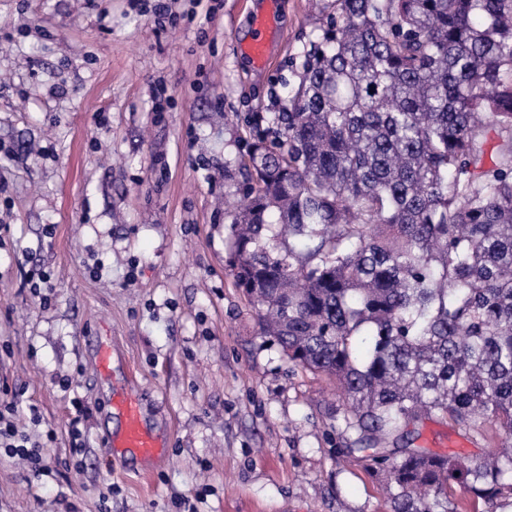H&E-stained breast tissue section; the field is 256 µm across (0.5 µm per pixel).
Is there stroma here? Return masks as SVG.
Returning <instances> with one entry per match:
<instances>
[{
	"mask_svg": "<svg viewBox=\"0 0 512 512\" xmlns=\"http://www.w3.org/2000/svg\"><path fill=\"white\" fill-rule=\"evenodd\" d=\"M154 2L0 0V405L47 465L0 447V512H391L335 460L329 380L262 335L229 267L245 121L286 98L334 0H173V25ZM271 9L260 69L239 45ZM130 394L155 460L102 446ZM418 444L494 446L438 419Z\"/></svg>",
	"mask_w": 512,
	"mask_h": 512,
	"instance_id": "obj_1",
	"label": "stroma"
}]
</instances>
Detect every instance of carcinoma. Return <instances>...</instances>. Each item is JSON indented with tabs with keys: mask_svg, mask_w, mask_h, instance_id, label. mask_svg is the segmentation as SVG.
Wrapping results in <instances>:
<instances>
[{
	"mask_svg": "<svg viewBox=\"0 0 512 512\" xmlns=\"http://www.w3.org/2000/svg\"><path fill=\"white\" fill-rule=\"evenodd\" d=\"M335 2L246 121L231 272L391 512H512V0ZM432 417L497 448H420Z\"/></svg>",
	"mask_w": 512,
	"mask_h": 512,
	"instance_id": "carcinoma-1",
	"label": "carcinoma"
}]
</instances>
